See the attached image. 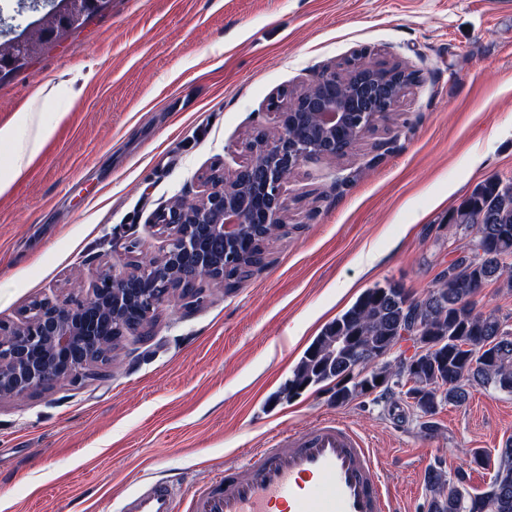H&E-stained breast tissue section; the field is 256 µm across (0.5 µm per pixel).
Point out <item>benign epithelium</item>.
I'll return each mask as SVG.
<instances>
[{"label":"benign epithelium","mask_w":512,"mask_h":512,"mask_svg":"<svg viewBox=\"0 0 512 512\" xmlns=\"http://www.w3.org/2000/svg\"><path fill=\"white\" fill-rule=\"evenodd\" d=\"M346 67L356 73L345 78L325 68L298 93L271 97L276 133L256 134L246 143L243 165L229 174L211 170L202 191L176 196L155 215L164 237L158 254L138 253L131 240L85 298L40 299L19 324L0 323V400L20 401L60 382L77 386L95 377V368L112 357L115 337L146 336L162 308L204 302L205 289L180 288L174 274L222 286L224 251L238 228L256 224L268 237L282 233L286 185L295 170L310 159L351 152L394 111L405 90L399 81L409 75L393 67L388 86L383 65L363 52Z\"/></svg>","instance_id":"7a95c632"}]
</instances>
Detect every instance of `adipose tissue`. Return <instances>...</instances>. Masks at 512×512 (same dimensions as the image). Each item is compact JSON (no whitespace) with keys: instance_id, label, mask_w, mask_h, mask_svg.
<instances>
[{"instance_id":"obj_1","label":"adipose tissue","mask_w":512,"mask_h":512,"mask_svg":"<svg viewBox=\"0 0 512 512\" xmlns=\"http://www.w3.org/2000/svg\"><path fill=\"white\" fill-rule=\"evenodd\" d=\"M51 130L35 113H17L11 125L0 128V142L12 147L11 160L0 168V195L7 193L15 179L41 152Z\"/></svg>"}]
</instances>
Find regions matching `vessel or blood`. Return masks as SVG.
<instances>
[{"label": "vessel or blood", "instance_id": "vessel-or-blood-1", "mask_svg": "<svg viewBox=\"0 0 512 512\" xmlns=\"http://www.w3.org/2000/svg\"><path fill=\"white\" fill-rule=\"evenodd\" d=\"M118 504L117 512H394L369 443L337 418L248 450L207 491L189 497L157 480Z\"/></svg>", "mask_w": 512, "mask_h": 512}]
</instances>
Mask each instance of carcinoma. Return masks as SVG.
Wrapping results in <instances>:
<instances>
[{"label": "carcinoma", "instance_id": "1", "mask_svg": "<svg viewBox=\"0 0 512 512\" xmlns=\"http://www.w3.org/2000/svg\"><path fill=\"white\" fill-rule=\"evenodd\" d=\"M448 223L470 236L455 259L466 265L469 280L441 274L422 299L414 298L398 283L366 289L356 302L329 323L305 351L286 396L293 398L309 387L335 383L336 403L389 389V382L376 383L386 372L367 371L369 362L387 356L402 341V331L412 322L433 343L414 352L416 396L411 406L424 415L436 413L444 404L457 405L468 397L472 382L512 394V336H500V317L475 311L471 295L479 286L497 284L512 290V180L498 177L479 182L457 207L448 212ZM244 235L252 250L228 252L224 278L233 277L250 257L262 256L268 239L256 227ZM512 475V440L498 451L493 479L487 490L472 495L465 476L447 478L441 469L428 472L430 499L427 512H512V487L502 492V471Z\"/></svg>", "mask_w": 512, "mask_h": 512}]
</instances>
